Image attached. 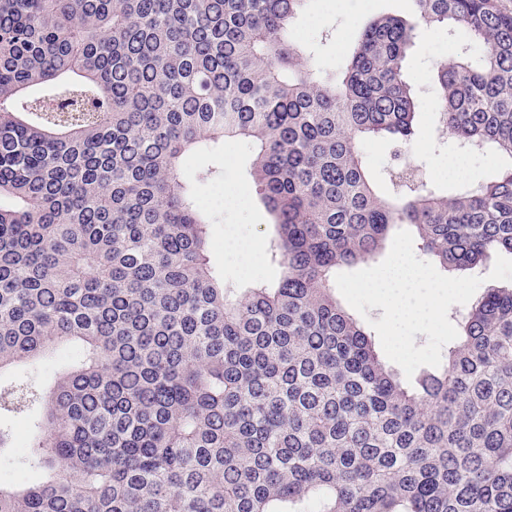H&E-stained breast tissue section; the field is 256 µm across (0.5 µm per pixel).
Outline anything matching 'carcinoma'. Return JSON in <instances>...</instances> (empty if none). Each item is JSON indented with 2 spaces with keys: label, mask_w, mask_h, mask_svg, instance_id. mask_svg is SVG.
Here are the masks:
<instances>
[{
  "label": "carcinoma",
  "mask_w": 512,
  "mask_h": 512,
  "mask_svg": "<svg viewBox=\"0 0 512 512\" xmlns=\"http://www.w3.org/2000/svg\"><path fill=\"white\" fill-rule=\"evenodd\" d=\"M304 2L0 0V372L79 348L49 387L0 380L48 473L0 512H512V288L410 390L334 279L400 224L446 269L512 254V7L413 0L480 49L438 67L440 127L507 168L386 193L360 143L414 133V28L372 19L329 80L290 37ZM226 137L254 147L280 269L236 294L181 174ZM336 299L339 301V303L350 313L352 314L368 331L371 332L372 335V338L375 342V346H376V350L377 352L379 353L380 357L384 360V362L391 368L395 371V373L398 374L399 378L401 379V381L406 384L407 386L409 387H417V384L419 382V380L423 377V375H426V374H430V373H437V372H441L442 369L446 366V363H447V359H448V348L454 343L451 342V343H448L447 345H445L442 349V360H441V364L440 366L438 367H430V366H422V367H419L413 377H412V380L411 381H408L402 371V369L396 365L395 363L391 362L385 355L383 349H382V346H381V343H380V339H379V336L377 334V332L373 329V327L358 313L356 312L352 307L349 306V304L345 301V299L342 297V295L340 294L339 290L337 289V286H336Z\"/></svg>",
  "instance_id": "1"
}]
</instances>
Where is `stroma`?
I'll list each match as a JSON object with an SVG mask.
<instances>
[{"mask_svg":"<svg viewBox=\"0 0 512 512\" xmlns=\"http://www.w3.org/2000/svg\"><path fill=\"white\" fill-rule=\"evenodd\" d=\"M324 12L325 28L332 30L333 38L322 41L320 35L308 37V44L315 51V62L323 75L337 74L343 63L338 44L353 46L361 27L370 19L383 15H405L410 11V0H344L340 9H328L324 0H308L293 23L294 29L306 26L311 14ZM449 40L447 29L426 22H419L413 48L406 59L408 81L416 88L420 99L415 134L409 143L402 144L389 138H379L364 143L363 151L368 165L380 187H387V171L411 162L424 175L427 188L452 192L459 185L475 186L494 179L506 167V160L496 157L491 151H477L466 165L463 182L448 178V159L455 153L456 145L438 130L439 110L436 98V72L440 64L448 61ZM253 146L245 139H228L215 149L195 152L185 161V176L191 181L196 195L206 194L211 183L199 179V172L220 168L223 181L233 183L242 190L244 206L216 208L218 224L212 225L211 237L214 245L209 253L210 264L217 276L222 277L225 287L245 288L249 279L242 275L243 267L236 253L225 248V241L236 239L254 243L256 249L251 257L253 266L261 268L260 279L273 284L279 269L271 263L263 243L273 236L269 216L259 200L257 188L250 176Z\"/></svg>","mask_w":512,"mask_h":512,"instance_id":"1","label":"stroma"}]
</instances>
